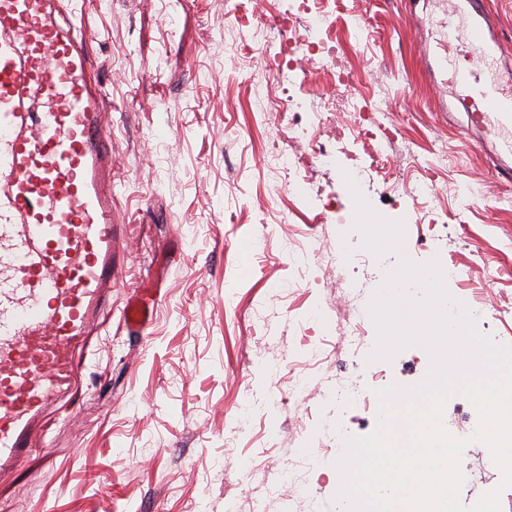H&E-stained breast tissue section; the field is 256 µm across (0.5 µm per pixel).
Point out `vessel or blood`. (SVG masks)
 I'll use <instances>...</instances> for the list:
<instances>
[{"label": "vessel or blood", "instance_id": "1", "mask_svg": "<svg viewBox=\"0 0 512 512\" xmlns=\"http://www.w3.org/2000/svg\"><path fill=\"white\" fill-rule=\"evenodd\" d=\"M71 2L0 0V473L78 387L120 263L112 139ZM445 36L457 101L477 124L511 125L512 70L488 65L498 43L484 0H466ZM155 307L131 295L123 325L144 333Z\"/></svg>", "mask_w": 512, "mask_h": 512}]
</instances>
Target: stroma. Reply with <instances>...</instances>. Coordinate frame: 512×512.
Returning a JSON list of instances; mask_svg holds the SVG:
<instances>
[{
	"label": "stroma",
	"mask_w": 512,
	"mask_h": 512,
	"mask_svg": "<svg viewBox=\"0 0 512 512\" xmlns=\"http://www.w3.org/2000/svg\"><path fill=\"white\" fill-rule=\"evenodd\" d=\"M288 3L75 0L108 108L121 271L81 386L45 416L55 462L37 450L1 477L0 512H338L336 464L380 413L356 395L336 398L337 384L415 385L430 368L416 345L371 356L370 301L405 257L447 269L448 293L478 332L512 345V320L478 299L488 287L512 301V153L448 104L449 0L330 6L338 66L358 75L349 94L396 140L389 175L371 177L359 171L372 142L351 116L340 115L341 135L309 125L304 108L327 96L329 77L299 68L279 77L237 37L260 16L277 24ZM358 11L370 19L360 44L344 38ZM286 90L301 111H251L256 95ZM320 145L332 166L311 163ZM280 150L306 157L308 196L335 203L324 224L289 213L292 198L265 165ZM416 178L433 183L431 206L393 188ZM359 197L403 221L404 252L365 248ZM154 281L153 321L129 335L118 316L133 289ZM344 320L363 336L340 348ZM292 473L306 483L297 501Z\"/></svg>",
	"instance_id": "obj_1"
}]
</instances>
